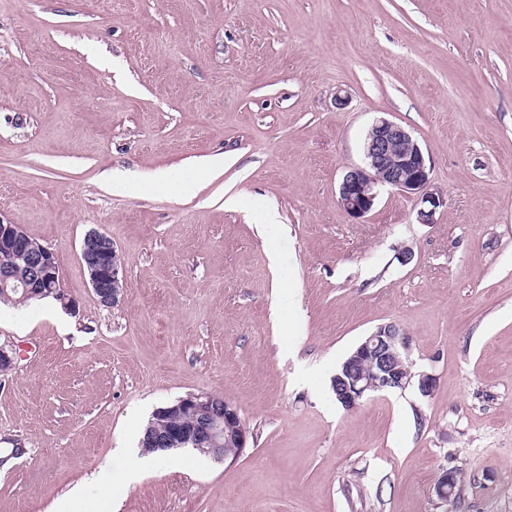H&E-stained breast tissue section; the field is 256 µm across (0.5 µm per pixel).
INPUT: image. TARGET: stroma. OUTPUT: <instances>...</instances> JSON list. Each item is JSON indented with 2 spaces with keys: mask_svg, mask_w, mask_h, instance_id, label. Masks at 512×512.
<instances>
[{
  "mask_svg": "<svg viewBox=\"0 0 512 512\" xmlns=\"http://www.w3.org/2000/svg\"><path fill=\"white\" fill-rule=\"evenodd\" d=\"M379 116L430 160L434 223L389 188L340 207ZM161 170L181 192L144 190ZM0 222L75 304L0 306V448L26 450L0 512L77 487L110 512H512V0H0ZM92 230L124 259L111 308ZM387 323L433 395L342 407L333 375ZM190 393L238 407L245 450L150 454L114 491ZM80 257L99 303L107 308L116 306L125 288L120 277L124 263L112 240L97 231L89 232L83 240Z\"/></svg>",
  "mask_w": 512,
  "mask_h": 512,
  "instance_id": "1",
  "label": "stroma"
}]
</instances>
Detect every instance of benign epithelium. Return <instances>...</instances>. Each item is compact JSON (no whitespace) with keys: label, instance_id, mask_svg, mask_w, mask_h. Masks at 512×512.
<instances>
[{"label":"benign epithelium","instance_id":"1","mask_svg":"<svg viewBox=\"0 0 512 512\" xmlns=\"http://www.w3.org/2000/svg\"><path fill=\"white\" fill-rule=\"evenodd\" d=\"M363 164L349 169L339 186V204L353 219L369 214L381 187L413 195L420 208L422 224L434 223L443 199L430 190V164L417 140L401 125L379 117L366 136ZM92 291L100 304L116 306L124 288L120 277L121 255L112 240L97 231L86 234L80 254ZM56 255L26 236L17 224L0 221V289L22 287L27 296L41 299L51 296L67 309L71 301L61 289L50 283L56 276ZM409 359V340L401 329L381 324L356 346L332 379L340 404L354 408L373 393L403 392L417 384L424 397L432 396L434 378L427 373L413 381ZM190 417L188 427L171 423ZM248 429L238 409L229 401L208 393L188 394L154 412L147 430L146 444L152 449H171L192 445L193 449L214 460L237 456L246 448ZM437 496L448 503L455 493V474L446 471L438 480Z\"/></svg>","mask_w":512,"mask_h":512}]
</instances>
